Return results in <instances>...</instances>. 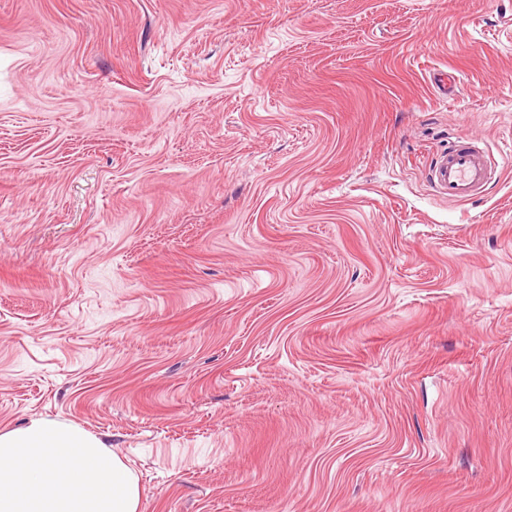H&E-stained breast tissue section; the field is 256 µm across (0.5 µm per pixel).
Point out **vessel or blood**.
<instances>
[{
  "mask_svg": "<svg viewBox=\"0 0 512 512\" xmlns=\"http://www.w3.org/2000/svg\"><path fill=\"white\" fill-rule=\"evenodd\" d=\"M495 163L483 149L456 144L442 153L431 167L435 191L457 202H468L479 196L490 183Z\"/></svg>",
  "mask_w": 512,
  "mask_h": 512,
  "instance_id": "1",
  "label": "vessel or blood"
}]
</instances>
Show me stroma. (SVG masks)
<instances>
[{"instance_id": "1", "label": "stroma", "mask_w": 512, "mask_h": 512, "mask_svg": "<svg viewBox=\"0 0 512 512\" xmlns=\"http://www.w3.org/2000/svg\"><path fill=\"white\" fill-rule=\"evenodd\" d=\"M40 419L139 512H512V0H0V432ZM497 164L476 145L455 144L431 167L435 191L456 202H469L490 183Z\"/></svg>"}]
</instances>
